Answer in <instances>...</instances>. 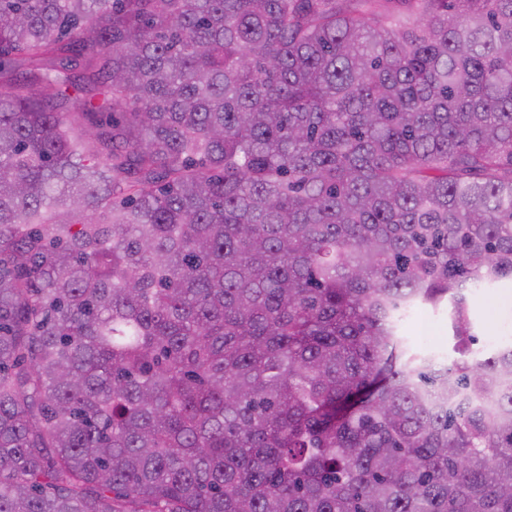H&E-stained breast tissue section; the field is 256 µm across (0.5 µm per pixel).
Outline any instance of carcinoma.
Segmentation results:
<instances>
[{
  "instance_id": "obj_1",
  "label": "carcinoma",
  "mask_w": 512,
  "mask_h": 512,
  "mask_svg": "<svg viewBox=\"0 0 512 512\" xmlns=\"http://www.w3.org/2000/svg\"><path fill=\"white\" fill-rule=\"evenodd\" d=\"M506 280L512 0H0V512H512ZM471 313L478 341L474 351L491 352L498 346L512 344V283L506 281L497 288H478L471 301ZM498 336L494 344L490 339ZM400 334L408 347L435 354L437 361L450 365L458 354L452 350L449 310L443 305L414 312L400 326Z\"/></svg>"
}]
</instances>
